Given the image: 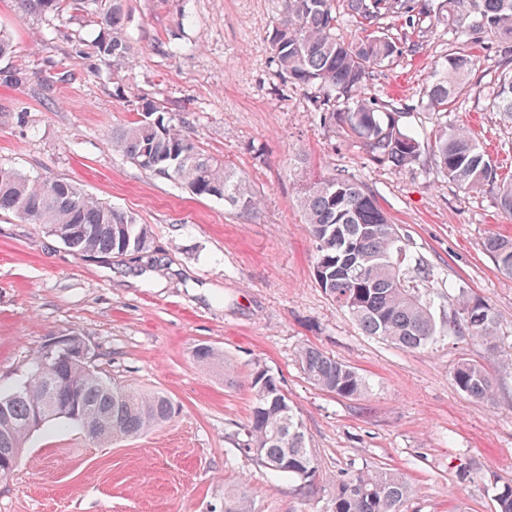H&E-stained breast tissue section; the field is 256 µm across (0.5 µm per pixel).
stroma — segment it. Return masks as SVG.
<instances>
[{
  "mask_svg": "<svg viewBox=\"0 0 512 512\" xmlns=\"http://www.w3.org/2000/svg\"><path fill=\"white\" fill-rule=\"evenodd\" d=\"M420 28L381 24L416 47L365 88L404 108L403 124L429 140L440 122L472 129L502 175H512V124L488 108L500 72L491 45L449 114L418 108L433 68L453 46L440 0ZM130 66L90 72L71 51L93 28L0 0V32L30 72L28 86L0 84V164L40 179L67 178L149 225L153 250L102 262L75 256L40 224L0 213V389L22 384L46 341L77 334L108 380L166 392L178 410L165 425L102 444L62 419L34 431L21 465L0 478V512H224V491L247 492L249 512H327L336 476L377 466L412 489L404 512H496L495 488L512 480V369H496L492 401L463 394L461 359L486 361L481 342L449 335L404 350L362 333L317 285L313 244L297 206L294 167L345 172L374 193L429 276L438 321L459 289L494 307L512 350V282L484 239L512 237L491 193L467 191L433 170L429 153L404 169L373 161L337 124L314 112L310 93L283 83L270 34L281 0H126ZM69 75L39 98L55 63ZM142 98L165 103L207 154L244 178L260 204L248 216L195 196L113 153L114 126ZM210 345L224 368L195 357ZM310 345L354 367L369 390L343 399L316 389L296 355ZM263 367L300 414L324 475L316 488L240 454Z\"/></svg>",
  "mask_w": 512,
  "mask_h": 512,
  "instance_id": "1",
  "label": "stroma"
}]
</instances>
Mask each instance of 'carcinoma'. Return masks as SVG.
<instances>
[{
    "instance_id": "carcinoma-1",
    "label": "carcinoma",
    "mask_w": 512,
    "mask_h": 512,
    "mask_svg": "<svg viewBox=\"0 0 512 512\" xmlns=\"http://www.w3.org/2000/svg\"><path fill=\"white\" fill-rule=\"evenodd\" d=\"M26 2L41 15L58 16L68 6L82 22L96 27L90 44L81 38L73 43V52L90 60L92 71L101 67L115 71L132 62L126 0ZM440 9L447 12L454 39L464 46L496 42L502 69L491 107L511 122L512 0H443ZM425 14L426 6L417 5L416 0H344L341 16L335 0H283L282 15L271 36L276 66L286 82L318 92L315 110L338 123L372 159L395 168L409 166L422 154L418 134L400 123L398 109L365 96L364 87L374 71L409 52L379 21L394 17L413 27ZM343 16L360 30V37L347 40L337 34ZM473 66L474 58L465 50L448 54L425 88L427 109L448 112ZM0 82L21 88L29 83V74L1 68ZM110 147L140 169L172 179L196 196L222 200L241 216L258 205L246 182L224 161L201 151L186 132L185 122H174L159 101H138L136 118L112 130ZM428 149L437 172L465 190L490 191L500 211L512 217V178L499 176L467 127L438 126ZM294 176L313 242L315 281L360 330L407 350L422 349L447 335L431 302L412 285V278L423 274L420 265L409 263L405 237L372 191L344 174L316 178L297 168ZM0 212L28 224H42L50 234L70 237L69 250L81 257L144 253L151 245L148 225L66 178L40 180L0 165ZM484 249L498 271L511 280L512 238L490 235ZM450 324L455 335L481 340L491 360L504 368L512 366V357L499 350L496 314L487 300L460 290ZM195 358L209 366L222 355L202 345ZM297 362L307 381L319 390L345 399L367 391L365 377L355 368L315 347L301 348ZM453 379L470 398L493 397L495 379L481 364L460 360ZM251 386L254 401L239 452L300 482L303 489L313 487L320 477V464L280 381L258 367L251 374ZM72 403L77 408L73 422L101 442L146 433L176 413L171 398L161 391L116 384L80 362L59 356L13 392L0 393V458L12 448L24 447L29 433L37 428V413H42L46 424L58 418L55 405ZM410 491L406 478L395 469L341 474L336 477L330 512H402ZM495 501L497 512H512V482L497 488ZM224 512H247L244 490L224 494Z\"/></svg>"
}]
</instances>
